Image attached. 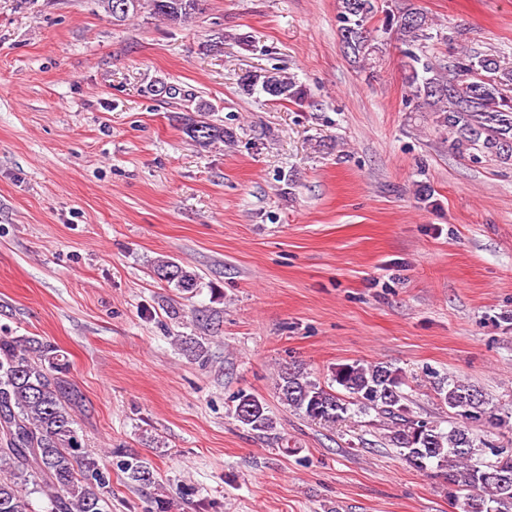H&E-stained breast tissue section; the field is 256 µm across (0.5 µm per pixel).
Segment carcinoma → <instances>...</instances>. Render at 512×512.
<instances>
[{"mask_svg":"<svg viewBox=\"0 0 512 512\" xmlns=\"http://www.w3.org/2000/svg\"><path fill=\"white\" fill-rule=\"evenodd\" d=\"M119 21L147 6L153 15L182 23L202 11L204 0H137ZM377 0H337L338 32L344 53L366 77L380 52L367 24L376 16ZM380 31L399 36L403 79L417 107L431 113L440 131L448 132L451 149L473 158L512 161V69L492 53L461 51L448 72L431 60V43L447 39L433 32V22L410 6L384 12ZM241 90L264 93L269 100L303 105L307 86L280 70L248 72ZM211 106L199 102L195 110L177 117L182 132L201 149L233 141V129L208 119ZM154 275L180 293L193 294L201 276L172 259L154 262ZM67 355L36 336L0 331V512H35L29 495L42 494L45 512H104L112 496V478L99 459L83 451L74 408L78 392L70 379ZM336 387H325L296 367L278 371L276 390L281 402L305 417L328 424L344 422L354 412L371 411L387 421L386 438L400 449L416 470L436 468L450 490H466L463 512H512V453L484 442L476 445L472 426L496 420L482 391L459 380H442L436 393L454 415L448 430L410 415L402 391L403 376L382 363L355 360L339 364L333 373ZM244 426L266 434L274 429L267 407L253 394L240 393L232 408ZM495 461L473 462L479 448ZM120 470L140 486L154 483V475L132 457ZM33 488L27 489L28 482Z\"/></svg>","mask_w":512,"mask_h":512,"instance_id":"cac0c4a2","label":"carcinoma"}]
</instances>
